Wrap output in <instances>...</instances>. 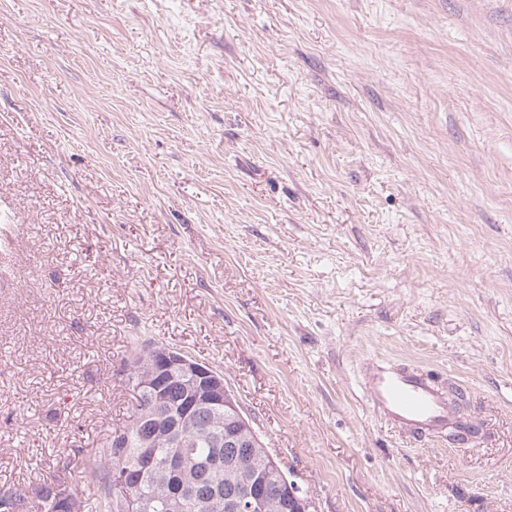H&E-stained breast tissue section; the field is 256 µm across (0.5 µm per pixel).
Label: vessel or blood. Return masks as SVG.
<instances>
[{"instance_id":"1","label":"vessel or blood","mask_w":512,"mask_h":512,"mask_svg":"<svg viewBox=\"0 0 512 512\" xmlns=\"http://www.w3.org/2000/svg\"><path fill=\"white\" fill-rule=\"evenodd\" d=\"M360 384L368 406L409 440L461 430L447 388L417 366L378 360L365 368Z\"/></svg>"}]
</instances>
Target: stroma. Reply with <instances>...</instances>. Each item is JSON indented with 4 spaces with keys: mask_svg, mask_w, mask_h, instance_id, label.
<instances>
[{
    "mask_svg": "<svg viewBox=\"0 0 512 512\" xmlns=\"http://www.w3.org/2000/svg\"><path fill=\"white\" fill-rule=\"evenodd\" d=\"M148 341L309 512H512V0H0V490L84 496ZM375 359L477 438L408 442ZM360 384L368 406L409 440L469 435L447 388L417 366L378 360L365 368Z\"/></svg>",
    "mask_w": 512,
    "mask_h": 512,
    "instance_id": "1",
    "label": "stroma"
}]
</instances>
